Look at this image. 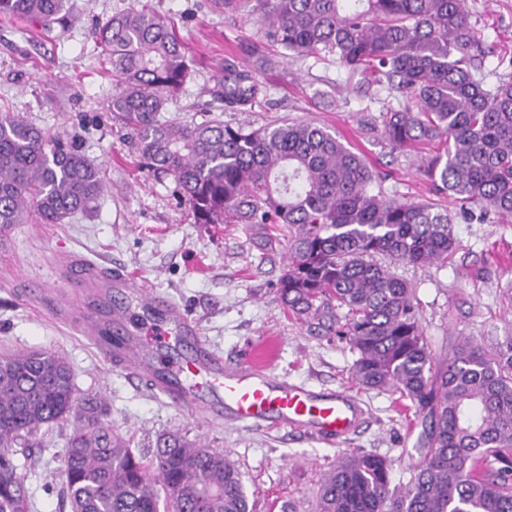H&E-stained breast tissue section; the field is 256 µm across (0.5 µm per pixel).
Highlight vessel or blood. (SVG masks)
<instances>
[{
  "instance_id": "obj_1",
  "label": "vessel or blood",
  "mask_w": 512,
  "mask_h": 512,
  "mask_svg": "<svg viewBox=\"0 0 512 512\" xmlns=\"http://www.w3.org/2000/svg\"><path fill=\"white\" fill-rule=\"evenodd\" d=\"M106 282L115 288L137 293L147 309H162L176 327L191 328V320L157 291L138 285L123 266L105 267L84 258L72 260L67 291L60 296L63 312L73 315L75 303L95 285ZM133 317L119 308L112 314V325L118 334L113 339L100 338V324L84 323V331L99 336V349L131 371L144 366L146 345L134 333H122L124 324ZM266 351L249 356L239 366L228 369L223 362L206 351L190 360L170 366L173 382L161 384V392L175 405L193 408L200 390L212 392L226 414L238 426L272 420L283 426H306L317 438L341 442L355 433L362 420V409L350 394L339 393L319 397L301 385L274 383L265 371Z\"/></svg>"
}]
</instances>
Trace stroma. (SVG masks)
I'll list each match as a JSON object with an SVG mask.
<instances>
[{"instance_id":"obj_1","label":"stroma","mask_w":512,"mask_h":512,"mask_svg":"<svg viewBox=\"0 0 512 512\" xmlns=\"http://www.w3.org/2000/svg\"><path fill=\"white\" fill-rule=\"evenodd\" d=\"M142 5L174 24L191 60L172 106L179 120L210 114L255 127L279 118L311 121L336 132L384 174L389 194L414 201L429 196L418 162L434 147L392 150L368 128L379 122L381 104L369 106L351 94L352 78L334 62L281 57L256 19V0L223 11L211 0H68L66 27L50 32L0 15V112L75 141L106 183L91 212L68 223L15 224L0 232V355L47 349L63 356L79 394H101L106 422L141 453H150L165 431L223 450L243 473L253 512H311L321 478L356 452L392 459L394 482L407 483L420 459L422 416L397 395L355 385L350 372L357 354L350 345L316 322L294 320L277 302L284 247L259 250L241 224L195 223L173 178L142 167L131 132L110 110L111 65L93 31ZM466 9L485 51L482 71L495 83L498 56L512 55V0H466ZM262 55L274 63L258 73L267 97L245 112L226 107L216 93L226 64L250 69ZM448 212L460 241L448 264L397 269L414 289L423 334L440 358L462 337L491 344L512 324V306L503 298L512 286V218L470 220L454 201ZM79 255L121 263L135 281L177 304L225 366L239 365L263 337H279L269 375L318 394L350 393L365 410L359 429L333 444L273 424L239 428L208 410L177 407L148 383L128 379L91 336L41 304L44 293L60 291L69 261ZM68 434L53 427L46 448L24 470L32 512H60Z\"/></svg>"}]
</instances>
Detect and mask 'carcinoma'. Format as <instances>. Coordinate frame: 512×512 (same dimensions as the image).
<instances>
[{"label": "carcinoma", "instance_id": "cac0c4a2", "mask_svg": "<svg viewBox=\"0 0 512 512\" xmlns=\"http://www.w3.org/2000/svg\"><path fill=\"white\" fill-rule=\"evenodd\" d=\"M66 0H0V14L45 31ZM284 54L330 58L371 101L397 100L381 134L404 151L438 142L423 170L435 194L481 216L512 215V57L497 82L481 74V42L464 0H257ZM112 67L110 101L133 132L144 167L174 178L197 224H243L264 247L287 241L276 283L294 319L336 323L358 353L352 380L399 394L429 419L419 464L393 484L392 461L353 453L322 478L316 512H512V335L485 347L467 338L438 361L415 317L399 264H446L458 249L448 208L389 195L379 174L327 128L281 120L252 128L218 117L161 120L190 73L183 43L146 8L93 32ZM229 107L267 96L257 72L227 66ZM106 190L100 169L67 143L0 113V228L60 224ZM97 394L77 393L50 350L0 356V512H30L15 456L53 424L70 429L63 512H252L243 475L224 452L158 436L144 457L104 420Z\"/></svg>", "mask_w": 512, "mask_h": 512}]
</instances>
